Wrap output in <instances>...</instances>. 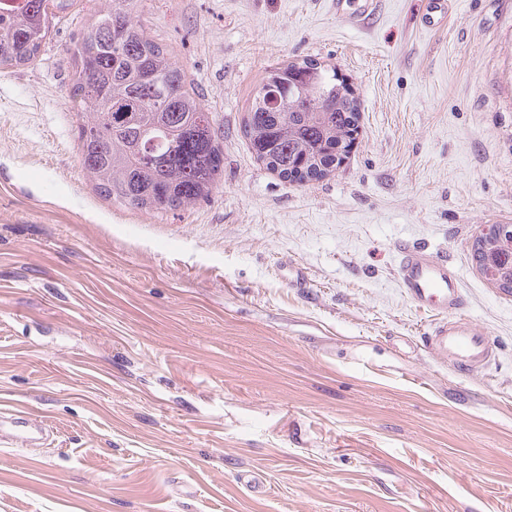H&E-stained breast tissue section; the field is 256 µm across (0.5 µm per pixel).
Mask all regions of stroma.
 <instances>
[{
  "label": "stroma",
  "instance_id": "1",
  "mask_svg": "<svg viewBox=\"0 0 512 512\" xmlns=\"http://www.w3.org/2000/svg\"><path fill=\"white\" fill-rule=\"evenodd\" d=\"M422 8L138 0L224 133L215 196L155 216L78 161L69 48L98 0L0 67V401L53 426L0 445V512H512V295L471 257L512 224V0H450L433 30ZM303 58L350 80L361 118L344 165L297 185L241 126L266 68ZM401 241L459 275L487 368L425 348Z\"/></svg>",
  "mask_w": 512,
  "mask_h": 512
}]
</instances>
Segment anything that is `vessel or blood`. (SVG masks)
Instances as JSON below:
<instances>
[{
	"instance_id": "b4317fda",
	"label": "vessel or blood",
	"mask_w": 512,
	"mask_h": 512,
	"mask_svg": "<svg viewBox=\"0 0 512 512\" xmlns=\"http://www.w3.org/2000/svg\"><path fill=\"white\" fill-rule=\"evenodd\" d=\"M447 17L448 0H425L426 27L442 25ZM398 278L404 295L415 307L441 316L434 331L425 338V345L433 354L465 372L483 369L494 359L488 336L455 316L460 286L446 260L425 249L400 245ZM44 430V425L34 424L29 411L0 405V443H26L34 433Z\"/></svg>"
}]
</instances>
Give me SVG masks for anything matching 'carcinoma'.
<instances>
[{
  "instance_id": "obj_1",
  "label": "carcinoma",
  "mask_w": 512,
  "mask_h": 512,
  "mask_svg": "<svg viewBox=\"0 0 512 512\" xmlns=\"http://www.w3.org/2000/svg\"><path fill=\"white\" fill-rule=\"evenodd\" d=\"M98 20L70 49L83 176L112 204L155 216L210 199L224 182L223 134L177 55L148 36L137 0H99ZM72 0H0V66L41 54ZM316 59L269 66L255 87L243 135L255 160L295 183L319 180L347 157L359 97Z\"/></svg>"
}]
</instances>
